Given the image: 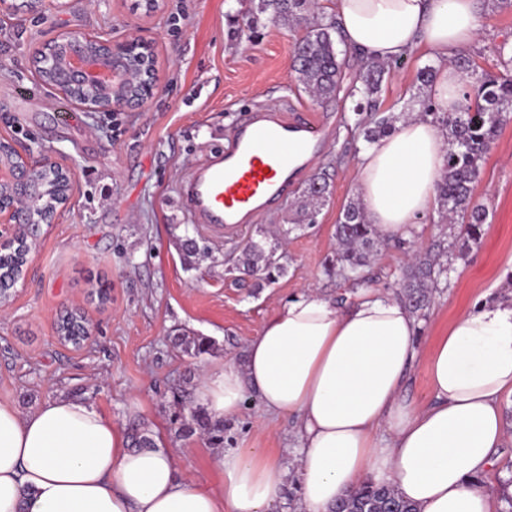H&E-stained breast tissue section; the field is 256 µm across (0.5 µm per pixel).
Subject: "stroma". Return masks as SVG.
<instances>
[{"label":"stroma","instance_id":"35a3bbf8","mask_svg":"<svg viewBox=\"0 0 512 512\" xmlns=\"http://www.w3.org/2000/svg\"><path fill=\"white\" fill-rule=\"evenodd\" d=\"M21 2L0 5V134L70 166L76 189L45 229L14 300L0 310V405L25 415L61 394L86 402L175 452L181 478L216 485L214 445L189 419L201 373L241 360L265 319L308 286L345 304L361 294L325 272L336 254V221L358 181L345 98L317 104L297 81L290 56L302 28L268 22L252 44L239 43L228 0H164L152 13L136 0H67L39 14ZM479 26L470 55L484 72L503 74L502 59L512 56V6L484 12ZM71 31L150 42L159 72L154 96L136 111L80 112L43 85L31 64L34 49ZM430 63L419 51L389 76L381 111L419 110L418 73ZM285 91L299 107L330 118L312 166L328 174L330 193L316 224L289 235L285 275L262 286L226 271L247 232L220 236L190 223L178 186L210 149L223 146L237 112L277 106ZM72 112L77 122L68 121ZM474 199L488 214L483 235L464 257L449 256L447 283L418 317L425 352L478 298L512 295V281L501 275L503 258L512 255V119L487 154ZM455 233L429 214L411 244L375 254L370 289L398 293L410 248ZM187 235L205 242L208 256L184 258L177 244ZM69 310L89 324L78 346L57 334ZM177 336L206 337L212 349L188 353L174 345ZM293 427L255 398L224 423L225 447L266 448L278 457L285 478L273 512H296L300 499Z\"/></svg>","mask_w":512,"mask_h":512}]
</instances>
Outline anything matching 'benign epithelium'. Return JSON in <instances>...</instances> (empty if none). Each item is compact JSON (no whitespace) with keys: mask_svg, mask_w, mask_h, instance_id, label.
<instances>
[{"mask_svg":"<svg viewBox=\"0 0 512 512\" xmlns=\"http://www.w3.org/2000/svg\"><path fill=\"white\" fill-rule=\"evenodd\" d=\"M53 43L56 48L39 50L33 63L48 74L60 95L92 93L78 100L86 112L134 110L157 88L158 70L150 45L140 39L114 44L71 32ZM74 178L69 166L0 138V258L21 245L25 260H30L42 238V226L55 223L71 203ZM57 180L67 184V192L53 202L55 210L50 213L36 202L43 201L46 185Z\"/></svg>","mask_w":512,"mask_h":512,"instance_id":"1","label":"benign epithelium"}]
</instances>
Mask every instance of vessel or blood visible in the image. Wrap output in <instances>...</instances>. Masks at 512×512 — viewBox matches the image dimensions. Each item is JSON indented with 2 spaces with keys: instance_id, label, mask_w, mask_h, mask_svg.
Listing matches in <instances>:
<instances>
[{
  "instance_id": "1",
  "label": "vessel or blood",
  "mask_w": 512,
  "mask_h": 512,
  "mask_svg": "<svg viewBox=\"0 0 512 512\" xmlns=\"http://www.w3.org/2000/svg\"><path fill=\"white\" fill-rule=\"evenodd\" d=\"M328 125L327 116L288 100L248 111L227 143L180 186L192 221L233 235L280 205L321 151Z\"/></svg>"
}]
</instances>
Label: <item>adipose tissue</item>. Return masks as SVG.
Instances as JSON below:
<instances>
[{"label": "adipose tissue", "mask_w": 512, "mask_h": 512, "mask_svg": "<svg viewBox=\"0 0 512 512\" xmlns=\"http://www.w3.org/2000/svg\"><path fill=\"white\" fill-rule=\"evenodd\" d=\"M484 0H335L347 46L388 61L425 48L437 64L429 95L442 111L469 100L451 60L472 50ZM446 133L413 116L358 156V197L381 239H412L437 205ZM415 315L396 295L366 291L342 307L310 288L282 304L242 361L202 375L194 400L212 421L249 396L294 422L298 512H331L366 483L391 486L418 512H493L475 483L512 439V300L478 302L421 354ZM424 364L430 398L404 389ZM220 480L179 479L174 453L133 449L122 427L63 395L20 415L0 405V512H270L283 472L263 448L218 449Z\"/></svg>", "instance_id": "ef3b65f1"}]
</instances>
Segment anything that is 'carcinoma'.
<instances>
[{
  "mask_svg": "<svg viewBox=\"0 0 512 512\" xmlns=\"http://www.w3.org/2000/svg\"><path fill=\"white\" fill-rule=\"evenodd\" d=\"M240 2L242 8L237 12L234 31L238 38L254 40L263 19L304 27L292 57L298 82L317 99L336 95L339 75L346 64V49L336 40V22L317 11L316 0ZM454 64L470 99L469 105L459 112H441L427 96L421 100V112L445 128L448 135L446 167L437 186L438 202L445 223L460 225L457 244L462 253L480 239L486 223V210L474 202L473 190L504 117L512 112V75H481L475 61L467 55L455 58ZM401 65L400 60L365 62L350 89V111L355 114L352 131L369 144L396 131L398 116L379 113L377 103L383 81ZM328 195L325 175L317 173L310 177L303 190L299 222L316 223ZM335 237L336 258L329 270L355 286L364 285L362 270L373 257L380 236L359 201L353 199L345 205L335 226ZM446 254L443 241L435 240L417 251L403 272L399 298L412 311L429 308L433 288L448 279L450 268L442 261ZM281 259L277 248L266 239L251 238L240 250L234 270L270 285L286 273ZM333 512H417V508L392 487L369 483L341 497Z\"/></svg>",
  "mask_w": 512,
  "mask_h": 512,
  "instance_id": "cac0c4a2",
  "label": "carcinoma"
}]
</instances>
